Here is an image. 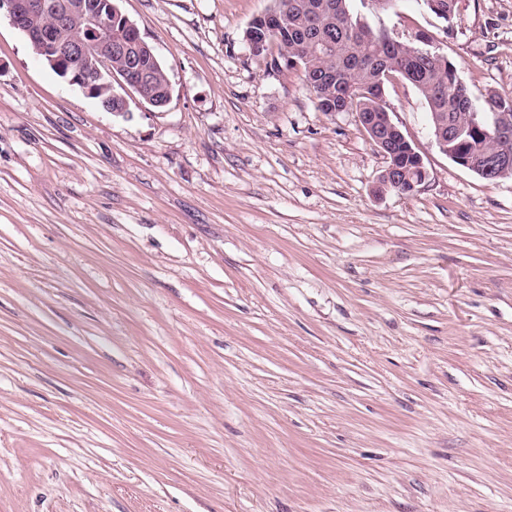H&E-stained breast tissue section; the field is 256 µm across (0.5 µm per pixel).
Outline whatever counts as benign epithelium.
<instances>
[{
    "label": "benign epithelium",
    "mask_w": 512,
    "mask_h": 512,
    "mask_svg": "<svg viewBox=\"0 0 512 512\" xmlns=\"http://www.w3.org/2000/svg\"><path fill=\"white\" fill-rule=\"evenodd\" d=\"M2 10L12 25L26 34L38 56L87 94H96L99 77L105 72L112 73V55L116 54L127 62L123 71L124 89L149 100L151 71L144 62L145 56L152 52L139 39L136 25L126 16L123 22L130 38L112 43V16L119 15L117 4L112 0H0ZM43 15L54 18L53 26L46 28L32 23L35 17ZM495 121L493 112H474L471 128L491 138L490 126ZM370 126L373 130L367 132V136L386 159L380 179L397 186L401 168L392 162V154L379 131L386 128L398 133L400 129L388 111L378 113L377 122ZM454 159L483 179L512 177V154L507 151L486 149L476 156L456 155Z\"/></svg>",
    "instance_id": "obj_1"
}]
</instances>
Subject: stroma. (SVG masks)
I'll list each match as a JSON object with an SVG mask.
<instances>
[{
	"mask_svg": "<svg viewBox=\"0 0 512 512\" xmlns=\"http://www.w3.org/2000/svg\"><path fill=\"white\" fill-rule=\"evenodd\" d=\"M120 0L173 93L104 111L0 16V512H512V178L385 100L428 176L243 39ZM352 14L512 96V0Z\"/></svg>",
	"mask_w": 512,
	"mask_h": 512,
	"instance_id": "stroma-1",
	"label": "stroma"
}]
</instances>
